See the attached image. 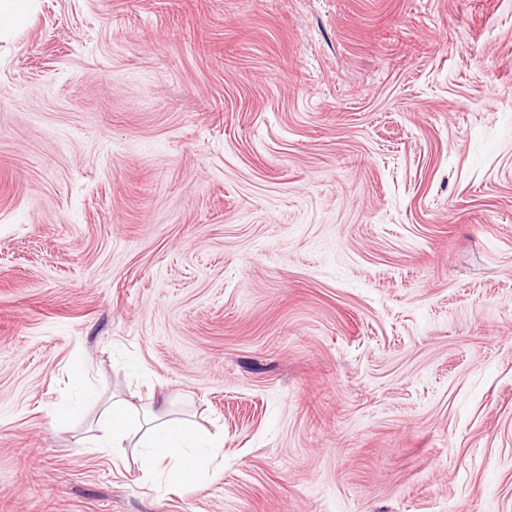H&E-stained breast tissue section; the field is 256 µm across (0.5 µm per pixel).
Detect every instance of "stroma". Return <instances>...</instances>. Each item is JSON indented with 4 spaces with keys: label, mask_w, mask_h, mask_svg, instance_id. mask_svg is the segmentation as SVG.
I'll return each instance as SVG.
<instances>
[{
    "label": "stroma",
    "mask_w": 512,
    "mask_h": 512,
    "mask_svg": "<svg viewBox=\"0 0 512 512\" xmlns=\"http://www.w3.org/2000/svg\"><path fill=\"white\" fill-rule=\"evenodd\" d=\"M0 512H512V0H26ZM145 427L148 428L144 431ZM142 429L144 437L139 448H143L141 456L145 465L158 470L166 467L168 461L181 462L172 477L180 483L203 477L198 462L209 455L217 457L219 448L224 447V440L203 436L188 421L164 420L149 413L142 415L127 401L116 400L104 412L102 433L95 448H119L133 431Z\"/></svg>",
    "instance_id": "1"
}]
</instances>
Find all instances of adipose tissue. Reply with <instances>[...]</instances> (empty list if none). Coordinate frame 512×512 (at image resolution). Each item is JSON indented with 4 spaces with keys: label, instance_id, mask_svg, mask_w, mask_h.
I'll list each match as a JSON object with an SVG mask.
<instances>
[{
    "label": "adipose tissue",
    "instance_id": "1",
    "mask_svg": "<svg viewBox=\"0 0 512 512\" xmlns=\"http://www.w3.org/2000/svg\"><path fill=\"white\" fill-rule=\"evenodd\" d=\"M143 431L139 446L145 465L152 470L177 462L174 481L184 483L201 478L199 461L218 455L222 441L200 434L187 421L164 420L153 414L140 413L124 400L113 401L104 412L97 447L121 446L133 431Z\"/></svg>",
    "mask_w": 512,
    "mask_h": 512
}]
</instances>
